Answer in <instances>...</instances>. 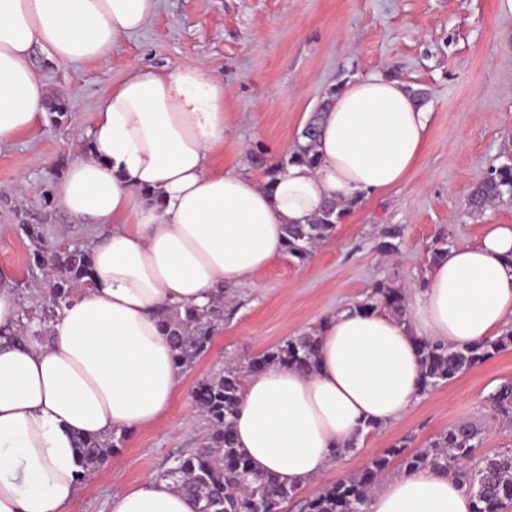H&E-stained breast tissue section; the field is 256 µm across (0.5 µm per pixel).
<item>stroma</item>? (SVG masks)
<instances>
[{
    "mask_svg": "<svg viewBox=\"0 0 512 512\" xmlns=\"http://www.w3.org/2000/svg\"><path fill=\"white\" fill-rule=\"evenodd\" d=\"M200 61L224 79V148L217 161H237L238 144L280 158L331 86L379 74L423 91L428 137L407 180L348 212L312 258L281 255L237 288V310L217 330L203 358L180 374L168 415L125 430L112 455L79 484L68 512H108L110 496L161 475L198 447L208 422L193 399L197 383L225 362H247L293 336L315 332L337 312L363 303L377 283L423 286L439 231L474 244L487 224H512V202L471 213L472 186L512 143V14L498 0H161L138 34L119 40L103 60L60 62L34 50L47 87L39 123L0 146V267L11 271L22 308L47 299L22 227L40 225L47 242L86 246L91 230L60 206L57 186L85 156L88 129L112 88L133 67L163 69ZM399 231L396 252L379 248ZM512 383V348L419 398L388 429L361 436L302 495L318 493L362 471L395 444L425 447L448 426L481 425L480 452L512 448V422L487 395Z\"/></svg>",
    "mask_w": 512,
    "mask_h": 512,
    "instance_id": "obj_1",
    "label": "stroma"
}]
</instances>
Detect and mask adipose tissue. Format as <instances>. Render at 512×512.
Instances as JSON below:
<instances>
[{"mask_svg":"<svg viewBox=\"0 0 512 512\" xmlns=\"http://www.w3.org/2000/svg\"><path fill=\"white\" fill-rule=\"evenodd\" d=\"M159 0H0V145L44 113L30 58L100 60L139 32ZM429 116L396 79L342 84L324 112L316 167L269 180L217 165L224 80L203 63L137 68L113 87L56 194L92 225L94 280L50 323V341L17 336L20 302L0 276V512H66L78 491L75 439L146 427L179 389L159 314L202 307L249 282L285 250V227L324 204L368 199L403 183ZM408 317L348 310L318 333L316 373L271 366L249 375L233 419L258 473L289 485L321 478L367 422L391 426L418 400L417 343H473L512 327V225L449 248ZM368 512H470L465 486L426 467L380 475ZM109 512H193L170 481L118 490Z\"/></svg>","mask_w":512,"mask_h":512,"instance_id":"adipose-tissue-1","label":"adipose tissue"}]
</instances>
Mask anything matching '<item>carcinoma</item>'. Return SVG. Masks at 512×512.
I'll return each instance as SVG.
<instances>
[{"label":"carcinoma","mask_w":512,"mask_h":512,"mask_svg":"<svg viewBox=\"0 0 512 512\" xmlns=\"http://www.w3.org/2000/svg\"><path fill=\"white\" fill-rule=\"evenodd\" d=\"M340 85L327 89L318 112L303 126L294 144L277 162L258 147L252 150V166L261 168L270 179L293 164L317 165L314 150L320 133V113L331 105ZM512 197V153L504 152V161L492 167L472 188L468 203L471 212L481 214L494 203ZM354 203H329L305 224H288L285 229V252L300 263L307 262L316 245L333 235L336 224ZM22 229L33 243V263L51 273L48 301L41 306L39 318L52 320L73 296L74 286L92 279V263L87 249L57 250L43 238L36 224ZM405 295L383 282L377 284L366 302L355 307L358 313H370L383 306L400 319L405 318ZM233 310L224 300L214 299L204 308L186 307L164 316L161 328L173 349V361L184 370L209 350L215 331ZM512 347V328L495 338L461 346L440 341L421 340L417 345L420 368V390H428L450 382ZM317 334L288 338L250 358L244 365L228 364L224 370L198 383L193 396L202 407L210 427L194 451L177 457L174 469L164 477L185 491L194 504V512H280L281 505L296 501L299 512H366V504L377 477L393 461L398 469L410 472L428 466L447 470L462 484L473 487L480 481L481 494H472L471 512H501L512 503V449L475 456L481 444L482 429L470 421L458 422L443 431L424 448L411 453L406 446L395 445L373 458L355 476L341 478L323 488L317 495L297 499L299 489L279 481L272 474H258L249 458L239 448L233 433V419L239 405L245 375L272 365L284 366L304 374L317 370ZM500 415L512 413V383L505 382L486 397ZM77 479L96 471L112 452V446L96 436L76 439Z\"/></svg>","instance_id":"obj_1"}]
</instances>
